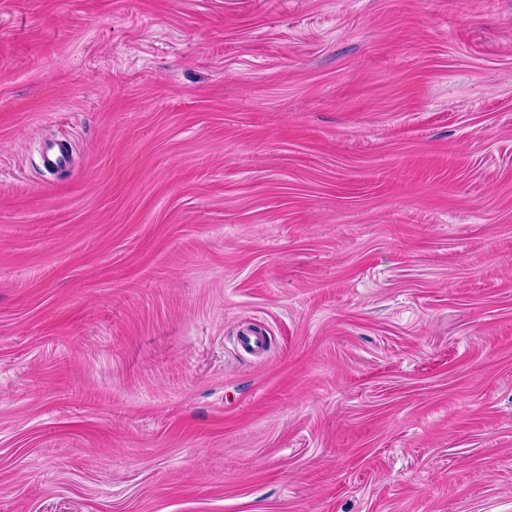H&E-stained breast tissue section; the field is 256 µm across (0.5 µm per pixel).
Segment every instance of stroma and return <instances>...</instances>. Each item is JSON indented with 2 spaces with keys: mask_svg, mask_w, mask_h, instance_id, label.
Wrapping results in <instances>:
<instances>
[{
  "mask_svg": "<svg viewBox=\"0 0 512 512\" xmlns=\"http://www.w3.org/2000/svg\"><path fill=\"white\" fill-rule=\"evenodd\" d=\"M0 512H512V0H0Z\"/></svg>",
  "mask_w": 512,
  "mask_h": 512,
  "instance_id": "35a3bbf8",
  "label": "stroma"
}]
</instances>
